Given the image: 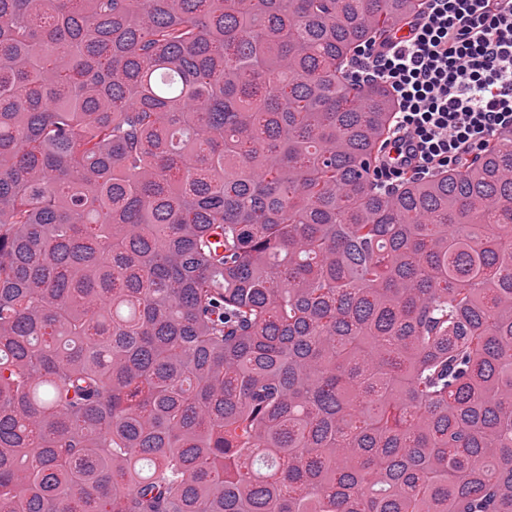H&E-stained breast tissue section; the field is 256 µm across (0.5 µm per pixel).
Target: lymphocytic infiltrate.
Segmentation results:
<instances>
[{"mask_svg":"<svg viewBox=\"0 0 512 512\" xmlns=\"http://www.w3.org/2000/svg\"><path fill=\"white\" fill-rule=\"evenodd\" d=\"M350 77L395 102L380 187L448 171L512 130V0H423L402 35L357 46Z\"/></svg>","mask_w":512,"mask_h":512,"instance_id":"f902f5d3","label":"lymphocytic infiltrate"}]
</instances>
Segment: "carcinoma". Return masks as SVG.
<instances>
[{
	"instance_id": "cac0c4a2",
	"label": "carcinoma",
	"mask_w": 512,
	"mask_h": 512,
	"mask_svg": "<svg viewBox=\"0 0 512 512\" xmlns=\"http://www.w3.org/2000/svg\"><path fill=\"white\" fill-rule=\"evenodd\" d=\"M422 0H0V512H512V132L394 190L347 77Z\"/></svg>"
}]
</instances>
